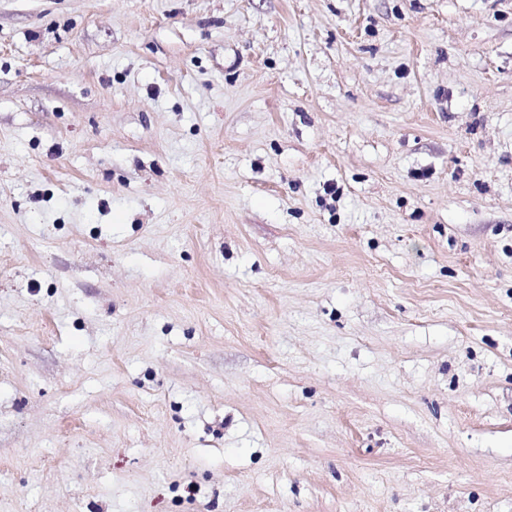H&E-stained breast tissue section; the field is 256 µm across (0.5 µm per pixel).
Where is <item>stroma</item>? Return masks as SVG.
<instances>
[{
    "label": "stroma",
    "instance_id": "obj_1",
    "mask_svg": "<svg viewBox=\"0 0 512 512\" xmlns=\"http://www.w3.org/2000/svg\"><path fill=\"white\" fill-rule=\"evenodd\" d=\"M0 512H512V0H0Z\"/></svg>",
    "mask_w": 512,
    "mask_h": 512
}]
</instances>
